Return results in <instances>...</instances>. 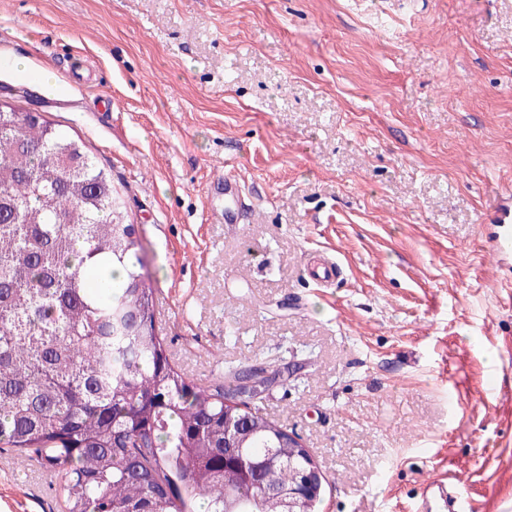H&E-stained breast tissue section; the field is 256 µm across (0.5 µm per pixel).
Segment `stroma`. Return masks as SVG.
Returning a JSON list of instances; mask_svg holds the SVG:
<instances>
[{
	"label": "stroma",
	"instance_id": "stroma-1",
	"mask_svg": "<svg viewBox=\"0 0 512 512\" xmlns=\"http://www.w3.org/2000/svg\"><path fill=\"white\" fill-rule=\"evenodd\" d=\"M0 100L110 170L185 374L287 368L266 411L324 512H421L448 476L512 512V0H0ZM224 175L244 223L212 216ZM57 485L0 449V512ZM495 224H499L501 232L496 238L497 251L500 253L510 252L512 245V209L509 202L500 203L494 214Z\"/></svg>",
	"mask_w": 512,
	"mask_h": 512
}]
</instances>
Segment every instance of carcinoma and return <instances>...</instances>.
I'll list each match as a JSON object with an SVG mask.
<instances>
[{
    "mask_svg": "<svg viewBox=\"0 0 512 512\" xmlns=\"http://www.w3.org/2000/svg\"><path fill=\"white\" fill-rule=\"evenodd\" d=\"M143 246L84 143L0 101V448L60 475L64 512H274L240 461L288 491V430L257 385L224 447V399L253 366L202 386L172 363Z\"/></svg>",
    "mask_w": 512,
    "mask_h": 512,
    "instance_id": "carcinoma-1",
    "label": "carcinoma"
}]
</instances>
